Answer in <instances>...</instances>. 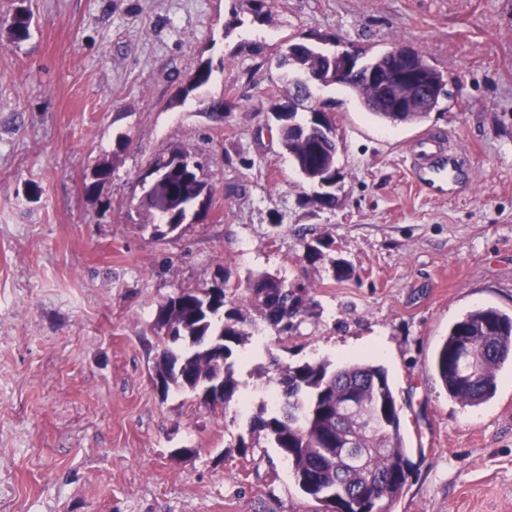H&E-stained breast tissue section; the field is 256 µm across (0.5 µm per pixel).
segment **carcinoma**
I'll return each mask as SVG.
<instances>
[{
    "label": "carcinoma",
    "instance_id": "carcinoma-1",
    "mask_svg": "<svg viewBox=\"0 0 512 512\" xmlns=\"http://www.w3.org/2000/svg\"><path fill=\"white\" fill-rule=\"evenodd\" d=\"M32 16L26 9L16 10L11 23L12 39L28 38ZM283 63L300 69L330 70L336 67V54L324 53L314 46H301L296 60ZM417 69L433 86V97L425 110L395 111L381 100L379 87L368 83L369 71L389 68L385 53L361 64L360 75L347 80L348 89L363 107L377 119L391 124L419 121L438 109L447 95V79L417 53ZM212 75L211 62L199 64L179 96L180 101L206 85ZM308 123V117L291 115V124L281 129L283 144L300 172L309 182L325 169L336 167V142L324 140L313 151L309 139L296 131ZM201 163L190 153L173 149L155 160L148 173L155 175L144 202L145 211L160 220L155 231L160 236L174 232L188 213L211 201V187L200 178ZM247 293L235 300L227 282L210 288L184 289L158 307L155 326L167 329L161 337L162 349L155 359V375L164 382V391H188L206 397L214 379L224 376V403L235 397L239 382L234 377L236 359L233 347L245 342L246 317L243 310L254 308L263 320L278 332L294 329L298 318L311 301L310 285H292L275 275L247 278ZM233 304L225 309L227 304ZM512 360V314L488 306L467 312L448 329L437 351L434 368L448 391L461 403L479 405L493 397L498 372ZM269 380L281 394V404L272 411L262 407L250 421V429L265 437L288 462L299 487L326 507L324 512H374L377 501L394 497L406 484L412 462L402 434L401 407L389 382L385 367L369 362H347L336 368L327 361L298 365L273 363ZM345 394L356 396L358 416L371 424L350 425L355 447L367 454L365 472L345 477L336 460V443L342 436L330 404ZM379 478L376 498L353 494V488Z\"/></svg>",
    "mask_w": 512,
    "mask_h": 512
}]
</instances>
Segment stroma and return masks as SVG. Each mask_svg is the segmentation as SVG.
I'll return each instance as SVG.
<instances>
[{
	"instance_id": "35a3bbf8",
	"label": "stroma",
	"mask_w": 512,
	"mask_h": 512,
	"mask_svg": "<svg viewBox=\"0 0 512 512\" xmlns=\"http://www.w3.org/2000/svg\"><path fill=\"white\" fill-rule=\"evenodd\" d=\"M292 41L409 45L448 78L439 110L396 127L314 88L340 139L330 205L268 118ZM205 59L210 82L178 102ZM428 132L465 153L470 185L421 186L407 149ZM176 148L211 202L161 237L142 179ZM265 272L312 302L285 336L248 311L238 399L157 391L159 303ZM487 306L512 313V0H267L259 18L252 0H0V512H317L248 430L274 360L387 369L412 469L377 512H512V365L478 406L433 369L449 326Z\"/></svg>"
}]
</instances>
